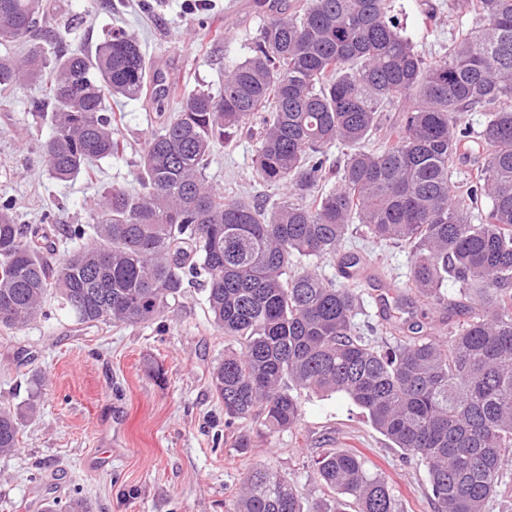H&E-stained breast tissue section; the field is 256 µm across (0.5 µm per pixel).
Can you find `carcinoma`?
Here are the masks:
<instances>
[{"label":"carcinoma","instance_id":"1","mask_svg":"<svg viewBox=\"0 0 512 512\" xmlns=\"http://www.w3.org/2000/svg\"><path fill=\"white\" fill-rule=\"evenodd\" d=\"M268 3L249 52L224 66L216 91L183 95L116 32L95 51L46 55L35 42L43 0H0V90L31 82L29 110L52 133L39 144L50 179L69 182L118 153L110 98L144 99L161 119L145 142L139 189L113 186L94 224H20L0 198V327L20 329L50 298L81 327L160 318L203 275L209 320L240 349L213 368L228 423L273 436L300 423L296 392L343 395L371 426L427 468L435 512H486L508 496L512 467V0H452L477 26L441 57L419 52L389 0ZM398 116L388 125L381 112ZM487 112L475 132L465 113ZM261 114L256 175L282 201L226 198L206 170L215 145ZM343 148L339 160L329 150ZM476 164L451 190L458 165ZM487 198V208L479 207ZM357 225L411 253L404 292L448 309V339L400 301L362 330L357 278L338 285L306 266L334 257ZM64 233L81 245L57 254ZM38 401L0 404V455L13 453ZM343 496L333 512H402L388 481L353 452L314 461ZM229 512H306L277 471L246 473Z\"/></svg>","mask_w":512,"mask_h":512}]
</instances>
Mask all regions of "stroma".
<instances>
[{
    "label": "stroma",
    "mask_w": 512,
    "mask_h": 512,
    "mask_svg": "<svg viewBox=\"0 0 512 512\" xmlns=\"http://www.w3.org/2000/svg\"><path fill=\"white\" fill-rule=\"evenodd\" d=\"M40 43L93 50L116 28L136 32L146 58L168 71L183 91L219 87L224 64L244 58L266 13L261 0H209L189 11L184 0H44ZM407 34L423 53L443 52L470 17L449 11L448 0H393ZM206 17L224 28V41L207 45L198 23ZM38 84L0 91V197L17 203L19 223L89 224L110 185L137 186V162L158 127L156 112L141 99H115L122 114L118 156L95 165V178H48L36 150L50 124L31 116ZM260 117L229 145L217 148L209 183L229 196L276 201L282 189L252 170ZM346 250L394 285L410 271L403 248L348 239ZM47 317L24 329L0 328V403L38 398L41 414L24 424L18 452L0 457V512H42L45 502L83 497L91 512H226L249 469L264 465L293 481L304 507L335 503L319 484L313 461L324 451L363 453L370 471L384 476L404 512H434L426 469L405 461L347 398L301 392L302 421L292 431L255 437L252 448L234 446L240 424L225 422L224 406L210 389V374L234 338L210 325L201 285L159 320L141 326L76 330L58 302Z\"/></svg>",
    "instance_id": "35a3bbf8"
}]
</instances>
